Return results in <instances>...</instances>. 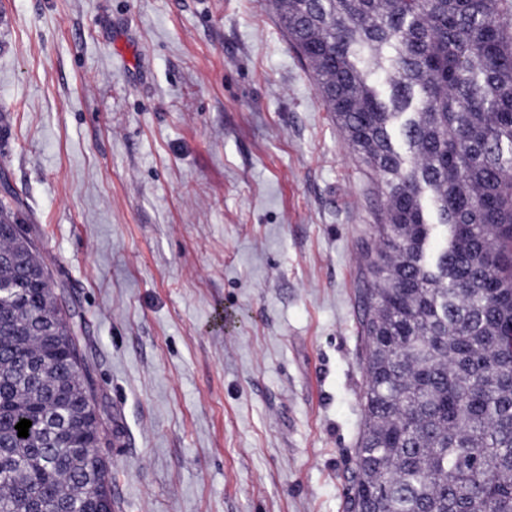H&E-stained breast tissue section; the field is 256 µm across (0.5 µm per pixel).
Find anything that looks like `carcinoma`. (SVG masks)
Instances as JSON below:
<instances>
[{
  "label": "carcinoma",
  "mask_w": 512,
  "mask_h": 512,
  "mask_svg": "<svg viewBox=\"0 0 512 512\" xmlns=\"http://www.w3.org/2000/svg\"><path fill=\"white\" fill-rule=\"evenodd\" d=\"M268 6L384 205L349 512H512V0ZM22 213L0 198V512H92L87 368Z\"/></svg>",
  "instance_id": "obj_1"
}]
</instances>
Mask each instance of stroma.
Returning a JSON list of instances; mask_svg holds the SVG:
<instances>
[{"instance_id":"1","label":"stroma","mask_w":512,"mask_h":512,"mask_svg":"<svg viewBox=\"0 0 512 512\" xmlns=\"http://www.w3.org/2000/svg\"><path fill=\"white\" fill-rule=\"evenodd\" d=\"M0 169L115 512H347L382 200L267 0H0Z\"/></svg>"}]
</instances>
